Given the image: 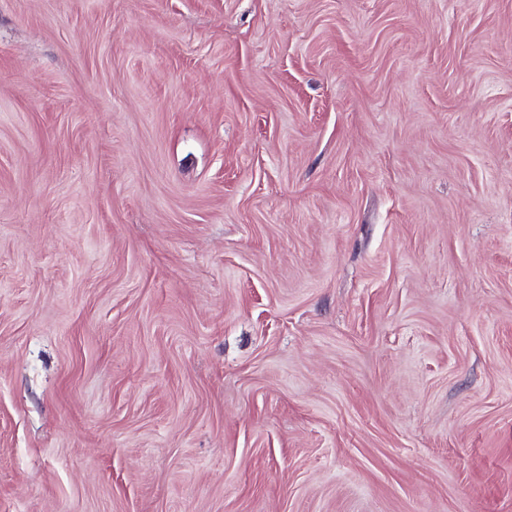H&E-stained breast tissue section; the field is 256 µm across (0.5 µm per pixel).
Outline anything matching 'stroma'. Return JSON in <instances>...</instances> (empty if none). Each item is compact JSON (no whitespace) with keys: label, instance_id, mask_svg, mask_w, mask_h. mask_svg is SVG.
<instances>
[{"label":"stroma","instance_id":"35a3bbf8","mask_svg":"<svg viewBox=\"0 0 512 512\" xmlns=\"http://www.w3.org/2000/svg\"><path fill=\"white\" fill-rule=\"evenodd\" d=\"M0 512H512V0H0Z\"/></svg>","mask_w":512,"mask_h":512}]
</instances>
